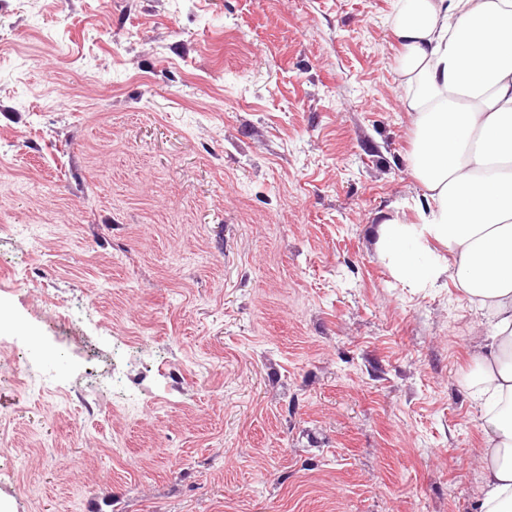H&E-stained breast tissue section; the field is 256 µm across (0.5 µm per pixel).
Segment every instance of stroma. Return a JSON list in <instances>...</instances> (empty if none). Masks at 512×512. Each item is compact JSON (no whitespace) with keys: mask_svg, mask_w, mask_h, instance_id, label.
<instances>
[{"mask_svg":"<svg viewBox=\"0 0 512 512\" xmlns=\"http://www.w3.org/2000/svg\"><path fill=\"white\" fill-rule=\"evenodd\" d=\"M393 7L0 0V512H478Z\"/></svg>","mask_w":512,"mask_h":512,"instance_id":"1","label":"stroma"}]
</instances>
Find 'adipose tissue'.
<instances>
[{"mask_svg":"<svg viewBox=\"0 0 512 512\" xmlns=\"http://www.w3.org/2000/svg\"><path fill=\"white\" fill-rule=\"evenodd\" d=\"M388 29L426 206L418 223L388 219L381 250L398 279H449L482 312L488 331L469 378L479 512H512V0H396Z\"/></svg>","mask_w":512,"mask_h":512,"instance_id":"1","label":"adipose tissue"}]
</instances>
